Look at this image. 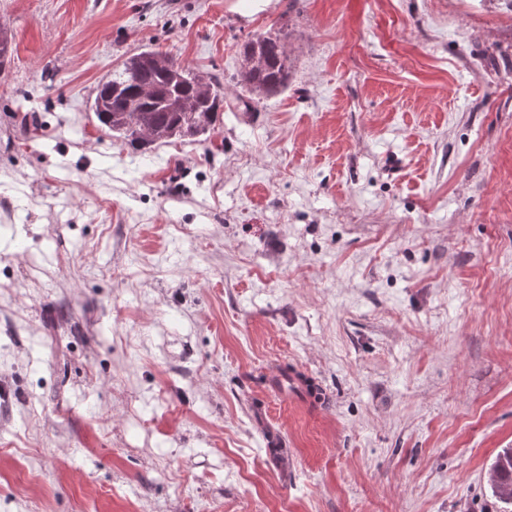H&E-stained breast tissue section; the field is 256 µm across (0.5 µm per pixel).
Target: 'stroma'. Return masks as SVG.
<instances>
[{
    "label": "stroma",
    "mask_w": 512,
    "mask_h": 512,
    "mask_svg": "<svg viewBox=\"0 0 512 512\" xmlns=\"http://www.w3.org/2000/svg\"><path fill=\"white\" fill-rule=\"evenodd\" d=\"M0 24V512H499L512 0H0ZM278 31L287 91L237 111L242 45ZM147 47L224 114L135 170L89 105ZM286 366L319 407L274 393Z\"/></svg>",
    "instance_id": "35a3bbf8"
}]
</instances>
